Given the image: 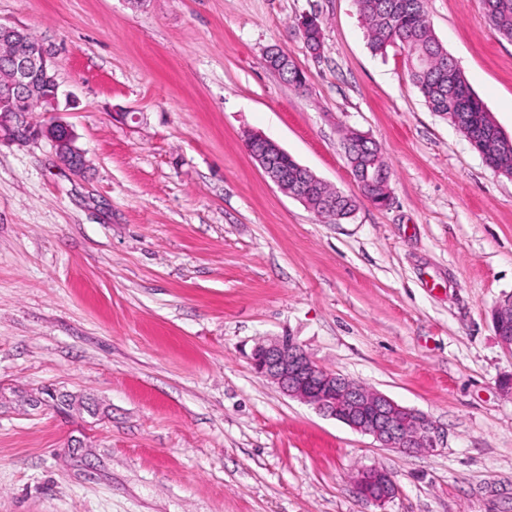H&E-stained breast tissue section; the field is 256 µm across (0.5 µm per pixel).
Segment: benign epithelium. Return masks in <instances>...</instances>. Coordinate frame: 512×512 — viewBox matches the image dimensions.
Returning <instances> with one entry per match:
<instances>
[{
    "mask_svg": "<svg viewBox=\"0 0 512 512\" xmlns=\"http://www.w3.org/2000/svg\"><path fill=\"white\" fill-rule=\"evenodd\" d=\"M0 50L8 64L0 69V138L17 142L45 137L75 171L85 166L84 153L76 145V136L65 122L53 120L39 126L22 124L23 108L38 96L39 84L50 87L40 97L43 111L56 112L59 84L52 72L54 51L51 45L34 42L24 28L0 23ZM246 147L269 180L282 192L316 212L336 211V197L318 194L314 188L324 181L308 168L297 165L298 178L288 177L290 156L277 144L259 133L247 135ZM512 304L499 303L493 311V323L500 342L512 348L509 319ZM254 371L277 384L290 398L313 406L353 430L373 437L385 448L403 453L433 451L437 448L435 431L421 412L401 406L375 390L365 391L355 381L331 372L314 361L289 336L258 342L251 353ZM356 487L360 496L385 505L396 493L390 474L365 468L358 472Z\"/></svg>",
    "mask_w": 512,
    "mask_h": 512,
    "instance_id": "7a95c632",
    "label": "benign epithelium"
}]
</instances>
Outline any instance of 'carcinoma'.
<instances>
[{
	"mask_svg": "<svg viewBox=\"0 0 512 512\" xmlns=\"http://www.w3.org/2000/svg\"><path fill=\"white\" fill-rule=\"evenodd\" d=\"M489 25L503 39L512 42V0H482ZM357 10L368 31V45L375 54H385L389 47H399L413 60L409 70L412 80L428 108L447 119L468 139L487 165L503 176H512V140L494 133L497 125L482 101L472 92L456 61L435 38L426 16V0H356ZM309 50L323 45V30L317 23L302 33ZM274 70L288 85L300 89L305 76L287 55L276 50ZM351 143L348 162L358 174L385 173L374 188L373 201L382 206L390 197V171L378 145L350 130L345 135ZM323 192L336 196V213L325 218L339 222L356 210L351 196L329 186Z\"/></svg>",
	"mask_w": 512,
	"mask_h": 512,
	"instance_id": "carcinoma-1",
	"label": "carcinoma"
}]
</instances>
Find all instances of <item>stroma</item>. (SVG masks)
I'll return each instance as SVG.
<instances>
[{
	"label": "stroma",
	"mask_w": 512,
	"mask_h": 512,
	"mask_svg": "<svg viewBox=\"0 0 512 512\" xmlns=\"http://www.w3.org/2000/svg\"><path fill=\"white\" fill-rule=\"evenodd\" d=\"M430 26L512 137V42L481 0ZM319 17L320 58L298 23ZM56 49L74 172L0 143V512H512V179L430 112L355 0H0ZM276 47L305 72L288 86ZM392 201L360 199L346 129ZM277 142L357 196L334 224L245 146ZM290 334L321 366L424 413L430 453L379 447L249 362ZM365 467L396 496L360 498ZM346 141L351 143L350 149H348V162L353 166L356 174H363L368 170L369 175L377 173L381 170L385 173V179L377 184V180L384 178V174H378L374 179L356 178L362 195H369L368 189L374 188V197L372 198L376 206H383L388 198L390 197L389 182H390V171L385 163L382 153L378 145L370 138L364 140L358 131L350 130L346 133ZM510 317L512 318V299L511 305L501 301L493 311V323L500 342L512 349V333L509 331Z\"/></svg>",
	"instance_id": "35a3bbf8"
}]
</instances>
